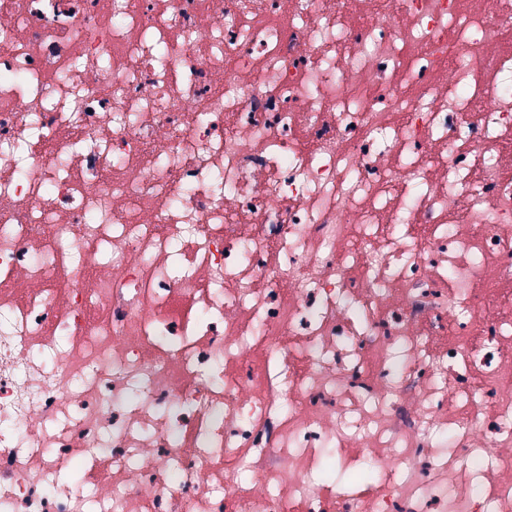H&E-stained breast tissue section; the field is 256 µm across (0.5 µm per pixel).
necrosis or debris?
Returning <instances> with one entry per match:
<instances>
[{"label": "necrosis or debris", "instance_id": "obj_1", "mask_svg": "<svg viewBox=\"0 0 512 512\" xmlns=\"http://www.w3.org/2000/svg\"><path fill=\"white\" fill-rule=\"evenodd\" d=\"M0 512H512V0L1 9Z\"/></svg>", "mask_w": 512, "mask_h": 512}]
</instances>
